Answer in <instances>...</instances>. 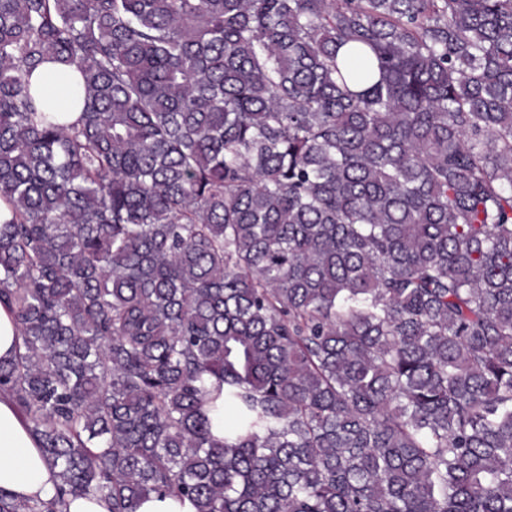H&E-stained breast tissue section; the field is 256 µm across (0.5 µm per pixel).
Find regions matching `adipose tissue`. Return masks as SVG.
Returning <instances> with one entry per match:
<instances>
[{
	"label": "adipose tissue",
	"mask_w": 512,
	"mask_h": 512,
	"mask_svg": "<svg viewBox=\"0 0 512 512\" xmlns=\"http://www.w3.org/2000/svg\"><path fill=\"white\" fill-rule=\"evenodd\" d=\"M56 483L29 422L13 396L0 391V489L21 500L46 502Z\"/></svg>",
	"instance_id": "adipose-tissue-1"
}]
</instances>
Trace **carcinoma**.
I'll return each instance as SVG.
<instances>
[{"instance_id":"carcinoma-1","label":"carcinoma","mask_w":512,"mask_h":512,"mask_svg":"<svg viewBox=\"0 0 512 512\" xmlns=\"http://www.w3.org/2000/svg\"><path fill=\"white\" fill-rule=\"evenodd\" d=\"M0 201V512H512V0H0ZM58 68L59 65L56 63H44L40 69L33 74L32 82L40 89L45 100L64 110V113L67 114V121H73L80 114L78 103L71 101V91L68 87L53 83L51 79H49V76L53 75ZM22 350V340L14 315L8 307L0 304V360H13ZM57 482L13 396L0 391V489L17 499L48 502ZM67 512H110V504L99 496L78 497L69 500ZM137 512H195L188 500L180 501L173 497L163 499L152 496L142 502Z\"/></svg>"}]
</instances>
